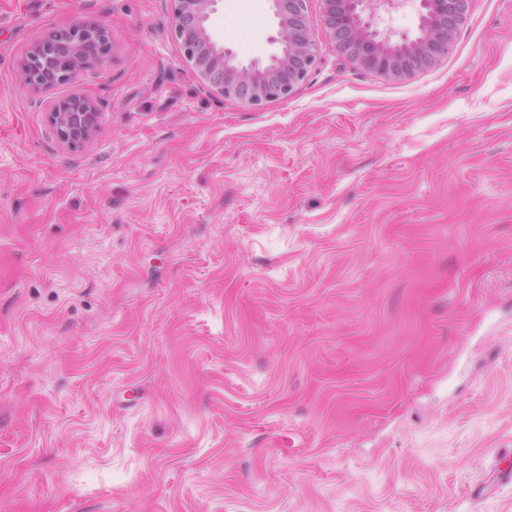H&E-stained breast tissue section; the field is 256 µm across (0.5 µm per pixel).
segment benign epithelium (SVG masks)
Instances as JSON below:
<instances>
[{
  "label": "benign epithelium",
  "instance_id": "1",
  "mask_svg": "<svg viewBox=\"0 0 512 512\" xmlns=\"http://www.w3.org/2000/svg\"><path fill=\"white\" fill-rule=\"evenodd\" d=\"M174 35L195 74L213 92L250 106L288 98L317 64V46L307 17L308 0H270L277 19L280 52L262 66L237 61L210 30L220 0H171ZM329 38L354 64L393 78L408 76L448 53L470 0H420L419 33L393 41L381 38L373 20L399 0H322ZM109 40L102 25L81 20L52 32L36 43L21 62L32 87L66 84L76 75L94 71L101 62L96 48ZM101 113L89 99L71 94L54 102L47 119L58 140L77 149L95 134Z\"/></svg>",
  "mask_w": 512,
  "mask_h": 512
}]
</instances>
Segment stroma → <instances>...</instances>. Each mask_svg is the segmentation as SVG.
Masks as SVG:
<instances>
[{"instance_id":"stroma-1","label":"stroma","mask_w":512,"mask_h":512,"mask_svg":"<svg viewBox=\"0 0 512 512\" xmlns=\"http://www.w3.org/2000/svg\"><path fill=\"white\" fill-rule=\"evenodd\" d=\"M78 20L97 74L27 84ZM308 20L316 67L254 107L192 75L170 0H0V512H512V0L403 78ZM210 25L278 50L269 0ZM100 116L92 101L78 94L57 100L47 112L58 140L71 149L83 146L94 136Z\"/></svg>"}]
</instances>
